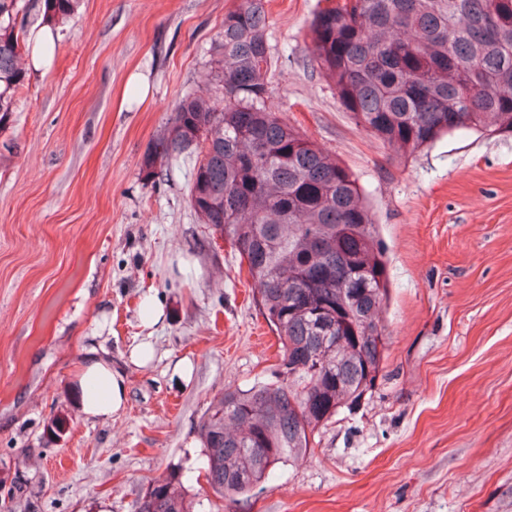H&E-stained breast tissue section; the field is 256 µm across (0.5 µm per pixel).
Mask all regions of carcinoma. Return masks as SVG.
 Returning a JSON list of instances; mask_svg holds the SVG:
<instances>
[{
	"instance_id": "cac0c4a2",
	"label": "carcinoma",
	"mask_w": 512,
	"mask_h": 512,
	"mask_svg": "<svg viewBox=\"0 0 512 512\" xmlns=\"http://www.w3.org/2000/svg\"><path fill=\"white\" fill-rule=\"evenodd\" d=\"M21 0H0V128L27 72ZM79 0H40L56 29ZM264 0L224 14L220 100L187 95L146 162V179L188 156L189 203L247 265L281 344L273 379L226 388L201 417L198 469L231 503L278 464L311 453L320 430L359 405L383 370L379 309L389 279L377 225L349 171L289 127L270 100ZM314 62L355 123L401 153L461 129L512 132V0H326L310 24ZM172 471L135 512H193Z\"/></svg>"
}]
</instances>
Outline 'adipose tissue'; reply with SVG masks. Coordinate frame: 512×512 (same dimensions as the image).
I'll use <instances>...</instances> for the list:
<instances>
[{"instance_id": "adipose-tissue-1", "label": "adipose tissue", "mask_w": 512, "mask_h": 512, "mask_svg": "<svg viewBox=\"0 0 512 512\" xmlns=\"http://www.w3.org/2000/svg\"><path fill=\"white\" fill-rule=\"evenodd\" d=\"M77 397L81 412L89 419H107L125 406L127 386L122 373L111 363L92 358L81 367L76 377Z\"/></svg>"}]
</instances>
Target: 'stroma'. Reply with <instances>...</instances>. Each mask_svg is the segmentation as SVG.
<instances>
[{
    "instance_id": "obj_1",
    "label": "stroma",
    "mask_w": 512,
    "mask_h": 512,
    "mask_svg": "<svg viewBox=\"0 0 512 512\" xmlns=\"http://www.w3.org/2000/svg\"><path fill=\"white\" fill-rule=\"evenodd\" d=\"M237 3L81 0L27 70L0 129V512H135L176 468L209 512L197 424L224 388L270 379L279 348L238 255L191 209L187 164L156 182L143 168L182 97H221L214 47ZM321 6L266 0L267 80L379 226L386 358L313 454L225 510L512 512V133L462 129L411 155L368 135L311 64ZM154 298L165 318L148 327ZM89 357L126 379L107 420L77 409Z\"/></svg>"
}]
</instances>
